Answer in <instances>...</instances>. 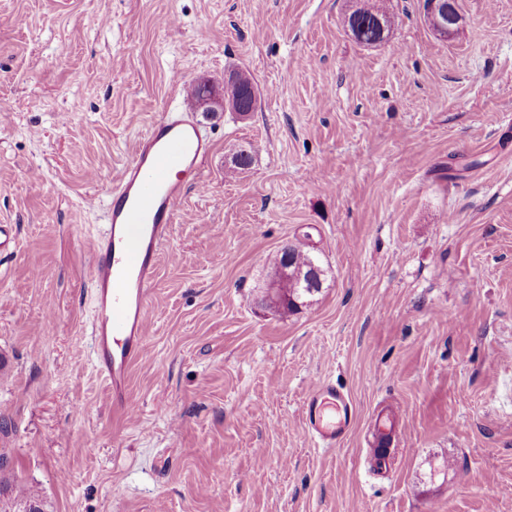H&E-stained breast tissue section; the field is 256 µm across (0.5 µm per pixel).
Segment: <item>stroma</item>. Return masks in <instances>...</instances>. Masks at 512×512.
<instances>
[{
  "label": "stroma",
  "instance_id": "35a3bbf8",
  "mask_svg": "<svg viewBox=\"0 0 512 512\" xmlns=\"http://www.w3.org/2000/svg\"><path fill=\"white\" fill-rule=\"evenodd\" d=\"M354 3L0 0V453L47 512H512V0H459L448 38L424 0H391L376 45L350 35ZM239 71L249 117L195 111L191 86ZM172 104L213 151L123 415L91 350L106 221L83 199ZM288 241L326 281L262 310ZM323 380L356 408L332 448L302 424ZM384 405L400 435L379 469Z\"/></svg>",
  "mask_w": 512,
  "mask_h": 512
}]
</instances>
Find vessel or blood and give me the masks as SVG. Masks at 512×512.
Masks as SVG:
<instances>
[{
  "mask_svg": "<svg viewBox=\"0 0 512 512\" xmlns=\"http://www.w3.org/2000/svg\"><path fill=\"white\" fill-rule=\"evenodd\" d=\"M211 153L210 137L200 124L162 116L139 139L105 196L85 199L88 208L106 210L107 227L94 250L89 277L95 288L93 352L115 411L125 413L132 406L127 375L149 354V288L185 192L179 175H201ZM303 413L307 433L329 447L351 429L355 417L350 395L327 381L311 385ZM397 429L395 411L378 412L374 445H390Z\"/></svg>",
  "mask_w": 512,
  "mask_h": 512,
  "instance_id": "obj_1",
  "label": "vessel or blood"
}]
</instances>
